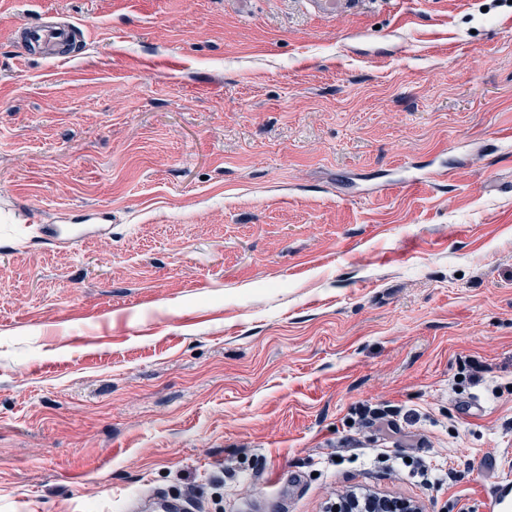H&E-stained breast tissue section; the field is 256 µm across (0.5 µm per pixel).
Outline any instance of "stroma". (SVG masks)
Returning a JSON list of instances; mask_svg holds the SVG:
<instances>
[{
  "label": "stroma",
  "instance_id": "obj_1",
  "mask_svg": "<svg viewBox=\"0 0 512 512\" xmlns=\"http://www.w3.org/2000/svg\"><path fill=\"white\" fill-rule=\"evenodd\" d=\"M510 132L512 0H0V512L512 506ZM21 46L42 48L53 52H65L73 39V31L69 24L63 22L51 25H37L24 28Z\"/></svg>",
  "mask_w": 512,
  "mask_h": 512
}]
</instances>
